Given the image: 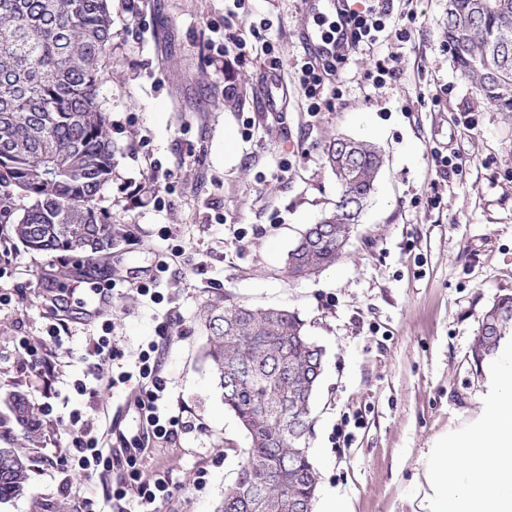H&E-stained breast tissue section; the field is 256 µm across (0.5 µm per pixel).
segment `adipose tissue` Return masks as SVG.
<instances>
[{
	"instance_id": "adipose-tissue-1",
	"label": "adipose tissue",
	"mask_w": 512,
	"mask_h": 512,
	"mask_svg": "<svg viewBox=\"0 0 512 512\" xmlns=\"http://www.w3.org/2000/svg\"><path fill=\"white\" fill-rule=\"evenodd\" d=\"M486 370L479 419L422 456L421 512H512V345Z\"/></svg>"
}]
</instances>
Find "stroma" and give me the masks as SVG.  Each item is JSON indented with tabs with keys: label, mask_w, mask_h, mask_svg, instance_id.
Instances as JSON below:
<instances>
[{
	"label": "stroma",
	"mask_w": 512,
	"mask_h": 512,
	"mask_svg": "<svg viewBox=\"0 0 512 512\" xmlns=\"http://www.w3.org/2000/svg\"><path fill=\"white\" fill-rule=\"evenodd\" d=\"M224 15L225 0H112L96 102L115 168L94 205L128 235L97 264L8 241L0 448L24 446L31 472L0 512H81L87 498L98 512H134V495L118 501L112 491L128 478L145 385L134 360L151 343L166 384L160 411H183L191 428L151 440L139 468L173 479L160 512H215L248 446L200 359L201 317L219 298L298 312L324 350L307 442L317 512L329 497L347 512H414L422 453L483 406L487 378L470 349L483 310L512 295V119L457 70L448 0H393L379 39L327 77L319 112L308 111L294 68L315 27L303 0H248L232 19L246 38L269 25L283 59L275 112L264 109L262 59L218 57ZM402 28L410 34L400 40ZM379 60L391 70L381 84L371 77ZM228 85L239 102L231 111ZM335 136L376 145L384 165L342 259L295 282L289 249L341 193L324 154ZM438 154L456 157L460 172L440 171ZM153 274L156 297L138 295L134 282ZM106 332L125 356L100 369L94 342ZM23 337L45 345L38 368L23 361ZM121 372L129 380L107 387ZM16 392L37 409L52 405L38 410L29 442L5 405ZM74 411L111 453L110 469L59 467Z\"/></svg>",
	"instance_id": "obj_1"
}]
</instances>
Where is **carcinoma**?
Masks as SVG:
<instances>
[{
    "label": "carcinoma",
    "mask_w": 512,
    "mask_h": 512,
    "mask_svg": "<svg viewBox=\"0 0 512 512\" xmlns=\"http://www.w3.org/2000/svg\"><path fill=\"white\" fill-rule=\"evenodd\" d=\"M112 39L111 0H0V224L30 251L105 262L116 234L93 201L112 179L114 147L96 90ZM448 51L485 99L512 119V0H448ZM342 186L334 210L288 251V275L309 279L348 246L382 166L377 148L337 136L325 147ZM22 197L29 205L18 211ZM202 359L225 408L249 439L245 461L216 512H312L319 472L304 444L321 351L294 311L212 304ZM512 338V296L481 315L472 346L477 367ZM20 422L33 411L16 393ZM29 464L0 448V502L24 493Z\"/></svg>",
    "instance_id": "cac0c4a2"
}]
</instances>
